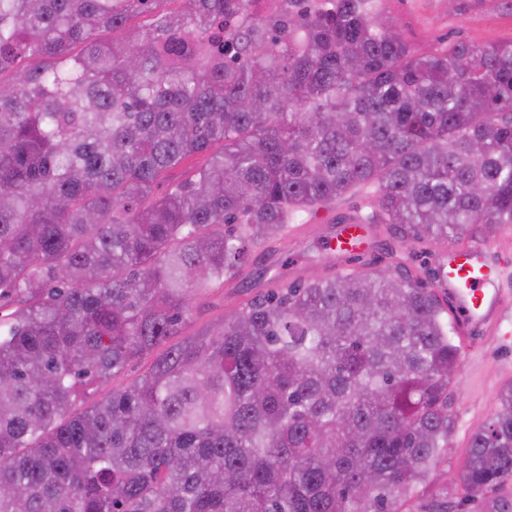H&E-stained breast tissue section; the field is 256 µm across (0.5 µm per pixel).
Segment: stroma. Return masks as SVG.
Returning a JSON list of instances; mask_svg holds the SVG:
<instances>
[{
	"label": "stroma",
	"instance_id": "35a3bbf8",
	"mask_svg": "<svg viewBox=\"0 0 512 512\" xmlns=\"http://www.w3.org/2000/svg\"><path fill=\"white\" fill-rule=\"evenodd\" d=\"M387 14L396 21L406 39L420 49H431L447 40L492 44L512 40V7L504 0H466L454 9L448 0H385ZM364 205L357 194L302 215L300 231L289 232L286 240L270 248L253 250L247 278H237L207 289L195 302L185 327L193 334L235 312L246 300L249 281L273 278L288 281L328 277L340 267L355 270H385L391 265L389 248L396 242L383 225H369L365 253L359 258H339L328 241L344 216ZM512 385V343L487 337L476 353L463 354L450 388L454 428L448 446L431 471L427 482L405 504V512H426L441 493L460 495V474L472 434L478 431L497 407L502 390Z\"/></svg>",
	"mask_w": 512,
	"mask_h": 512
}]
</instances>
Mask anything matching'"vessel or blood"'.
Returning <instances> with one entry per match:
<instances>
[{
    "mask_svg": "<svg viewBox=\"0 0 512 512\" xmlns=\"http://www.w3.org/2000/svg\"><path fill=\"white\" fill-rule=\"evenodd\" d=\"M363 229L359 216L342 223L332 239L334 251L341 255L358 251ZM439 286L463 335H502L512 305V264L495 260L487 245H470L450 255Z\"/></svg>",
    "mask_w": 512,
    "mask_h": 512,
    "instance_id": "obj_1",
    "label": "vessel or blood"
}]
</instances>
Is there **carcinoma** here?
Here are the masks:
<instances>
[{
    "label": "carcinoma",
    "instance_id": "obj_1",
    "mask_svg": "<svg viewBox=\"0 0 512 512\" xmlns=\"http://www.w3.org/2000/svg\"><path fill=\"white\" fill-rule=\"evenodd\" d=\"M158 2L0 0V70L33 60L0 79V299L23 303L0 321V512H401L448 447L461 346L400 248L166 342L297 213L368 187L402 245L512 224V41L417 49L383 0L128 26ZM498 404L463 468L479 512H512V385ZM151 362L150 356L129 361L125 367L116 373L104 385L96 389L92 394L77 403L75 411H82L93 404L106 399L112 394V390L123 389L139 379L148 369Z\"/></svg>",
    "mask_w": 512,
    "mask_h": 512
}]
</instances>
